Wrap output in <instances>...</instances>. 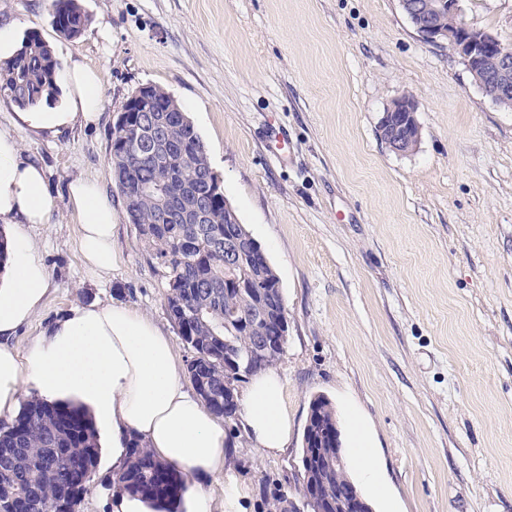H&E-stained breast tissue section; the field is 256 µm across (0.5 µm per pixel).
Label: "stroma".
<instances>
[{"label": "stroma", "instance_id": "1", "mask_svg": "<svg viewBox=\"0 0 512 512\" xmlns=\"http://www.w3.org/2000/svg\"><path fill=\"white\" fill-rule=\"evenodd\" d=\"M90 23L58 36L49 0H0V24L38 33L58 60L102 75L96 123L22 138L56 200L29 227L52 290L12 344L25 352L75 305L118 302L168 336L165 281L112 179L110 131L141 85L164 87L208 147L242 224L284 297L276 365L291 430L281 451L229 427L246 512L263 493L299 500L311 399L338 422L356 410L385 493L373 512H512V110L492 103L448 45L423 41L399 0H80ZM473 28L512 44V0H465ZM417 104V147L393 152L379 120L401 93ZM287 161H280L278 151ZM97 178L117 216L107 279L82 263L67 198ZM96 481L81 512H112V434L98 427Z\"/></svg>", "mask_w": 512, "mask_h": 512}]
</instances>
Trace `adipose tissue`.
Masks as SVG:
<instances>
[{
    "label": "adipose tissue",
    "instance_id": "obj_1",
    "mask_svg": "<svg viewBox=\"0 0 512 512\" xmlns=\"http://www.w3.org/2000/svg\"><path fill=\"white\" fill-rule=\"evenodd\" d=\"M58 81L65 92L60 107L18 113L14 131L0 129V224L17 228L0 271V419L12 420L31 389L48 400L76 399L95 419L111 425L114 470L125 467L126 445L134 435L184 475L181 512H214L201 480L218 473L224 476L223 512H245V492L229 471L231 437L186 388L173 342L151 318L122 304L75 306L26 354L12 347L17 329L42 307L51 285L35 240L20 227L45 223L54 206L44 168L24 157L17 134L58 135L94 122L102 109L98 71L72 58ZM69 200L80 224L84 265L96 275L111 276L115 213L103 185L74 178ZM283 388L276 372H262L251 379L243 400L242 427L266 452L279 451L288 441Z\"/></svg>",
    "mask_w": 512,
    "mask_h": 512
}]
</instances>
